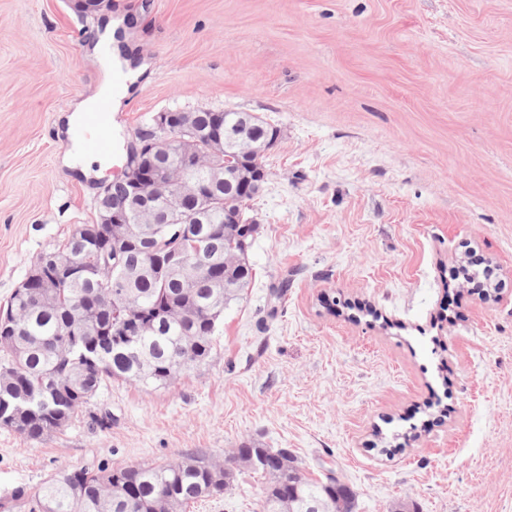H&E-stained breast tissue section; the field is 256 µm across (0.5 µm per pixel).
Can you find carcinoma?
<instances>
[{
  "label": "carcinoma",
  "instance_id": "obj_1",
  "mask_svg": "<svg viewBox=\"0 0 512 512\" xmlns=\"http://www.w3.org/2000/svg\"><path fill=\"white\" fill-rule=\"evenodd\" d=\"M241 112H195L196 125L230 128L226 143L233 154L247 128ZM192 236L178 238L171 224L154 225L156 241L147 246L137 225L119 263L100 259L96 280H63L48 266L46 279L23 294L13 293L0 308V426L30 441L62 430L109 380L167 385L204 362L224 311L243 299L255 277L242 255L237 225L224 223V187L193 225ZM121 229L81 224L52 253L95 262V248L112 246ZM186 253L184 273L160 269L172 249ZM128 317L145 324L142 347L133 354L113 346L115 323ZM262 473L269 482L260 512H354L348 485L329 486L306 476L288 449L243 445L214 463L205 453L186 455L164 465L134 464L112 469H63L31 491L16 488L0 499V512H183L189 504L225 493L235 470Z\"/></svg>",
  "mask_w": 512,
  "mask_h": 512
}]
</instances>
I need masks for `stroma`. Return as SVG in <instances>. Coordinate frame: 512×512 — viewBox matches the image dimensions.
I'll use <instances>...</instances> for the list:
<instances>
[{
	"label": "stroma",
	"mask_w": 512,
	"mask_h": 512,
	"mask_svg": "<svg viewBox=\"0 0 512 512\" xmlns=\"http://www.w3.org/2000/svg\"><path fill=\"white\" fill-rule=\"evenodd\" d=\"M108 15L147 65L121 151L165 110L280 128L255 278L170 385L110 382L38 442L0 428V497L256 444L333 471L356 512H512V0H0V304L114 178L61 167L57 127L101 83L87 50ZM471 254L498 300L454 281ZM266 485L244 470L185 512H259Z\"/></svg>",
	"instance_id": "stroma-1"
}]
</instances>
